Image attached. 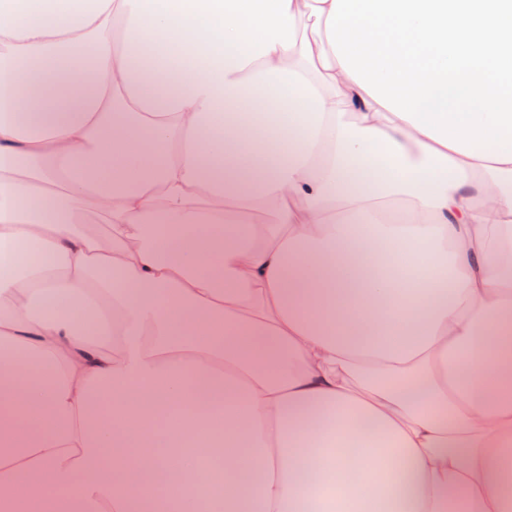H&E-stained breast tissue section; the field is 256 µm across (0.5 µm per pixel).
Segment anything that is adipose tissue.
Here are the masks:
<instances>
[{
    "label": "adipose tissue",
    "mask_w": 512,
    "mask_h": 512,
    "mask_svg": "<svg viewBox=\"0 0 512 512\" xmlns=\"http://www.w3.org/2000/svg\"><path fill=\"white\" fill-rule=\"evenodd\" d=\"M89 504L512 512V0H0V512Z\"/></svg>",
    "instance_id": "ef3b65f1"
}]
</instances>
